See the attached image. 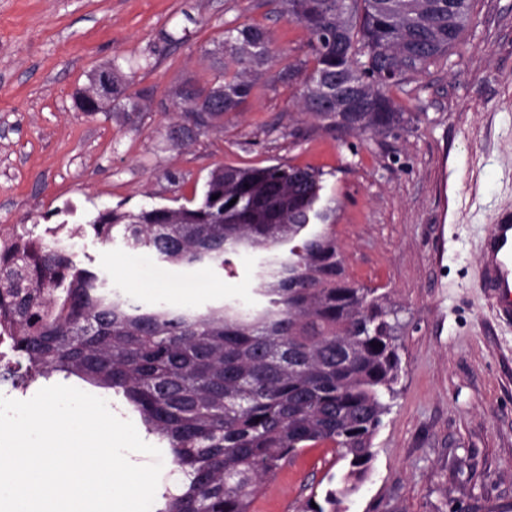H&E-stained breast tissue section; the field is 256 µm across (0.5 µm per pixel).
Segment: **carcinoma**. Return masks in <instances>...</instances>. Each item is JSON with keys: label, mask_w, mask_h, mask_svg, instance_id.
<instances>
[{"label": "carcinoma", "mask_w": 512, "mask_h": 512, "mask_svg": "<svg viewBox=\"0 0 512 512\" xmlns=\"http://www.w3.org/2000/svg\"><path fill=\"white\" fill-rule=\"evenodd\" d=\"M308 32V55L280 80L301 77V111L328 132L388 135L411 119L393 97L407 75L466 45L472 0H281ZM214 76L179 95L197 129L217 126L254 95L275 57L271 32L224 29ZM112 99L126 75L111 64ZM358 112L323 96L320 77ZM324 172L272 164L210 171L198 199L177 207L99 210L88 220L107 245L123 242L169 265L218 271L243 251L261 263L248 307H144L81 266L54 236L0 239V334L14 361L0 381L26 388L58 373L122 396L172 465L194 480L162 493L158 512H250L263 481L308 447L330 443L362 478L371 439L389 410L399 355L386 295L349 279L336 244V203ZM217 199H212V196ZM234 205H229L230 201Z\"/></svg>", "instance_id": "carcinoma-1"}]
</instances>
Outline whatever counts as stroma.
I'll return each mask as SVG.
<instances>
[{
    "label": "stroma",
    "mask_w": 512,
    "mask_h": 512,
    "mask_svg": "<svg viewBox=\"0 0 512 512\" xmlns=\"http://www.w3.org/2000/svg\"><path fill=\"white\" fill-rule=\"evenodd\" d=\"M257 23L278 57L223 132L176 144L174 93L212 77L205 50L225 28ZM464 50L409 74L412 119L389 136L330 134L301 114L278 74L307 56L308 34L277 0H0V227L62 226L79 261L122 277L150 306L165 288L197 309L254 297L258 258L225 272L166 266L147 251L101 248L98 210L177 206L221 165L312 166L340 203L336 244L356 282L382 289L401 372L343 512H512V322L476 275L495 213L512 208V0H473ZM123 59L135 112H84L92 75ZM328 443L267 479L251 512H302L344 487Z\"/></svg>",
    "instance_id": "stroma-1"
}]
</instances>
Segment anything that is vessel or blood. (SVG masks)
Returning <instances> with one entry per match:
<instances>
[{
    "mask_svg": "<svg viewBox=\"0 0 512 512\" xmlns=\"http://www.w3.org/2000/svg\"><path fill=\"white\" fill-rule=\"evenodd\" d=\"M481 288L497 303L500 314L512 318V213H501L491 224L477 271Z\"/></svg>",
    "mask_w": 512,
    "mask_h": 512,
    "instance_id": "vessel-or-blood-1",
    "label": "vessel or blood"
}]
</instances>
